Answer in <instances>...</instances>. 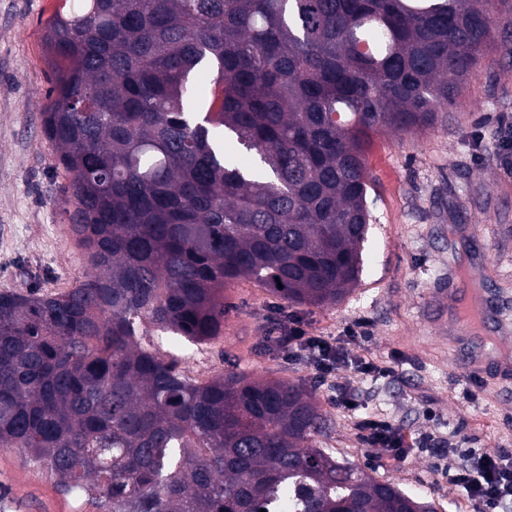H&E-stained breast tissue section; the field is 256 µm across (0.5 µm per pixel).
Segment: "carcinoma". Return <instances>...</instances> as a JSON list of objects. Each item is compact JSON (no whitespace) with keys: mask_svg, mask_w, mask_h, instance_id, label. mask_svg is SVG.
Returning <instances> with one entry per match:
<instances>
[{"mask_svg":"<svg viewBox=\"0 0 512 512\" xmlns=\"http://www.w3.org/2000/svg\"><path fill=\"white\" fill-rule=\"evenodd\" d=\"M489 2L74 0L50 17L42 127L91 273L0 292V447L109 512H437L319 447L306 385L198 381L147 328L218 336L239 280L342 301L363 270L370 133L434 125L496 29L512 55Z\"/></svg>","mask_w":512,"mask_h":512,"instance_id":"1","label":"carcinoma"}]
</instances>
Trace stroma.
Here are the masks:
<instances>
[{"label":"stroma","mask_w":512,"mask_h":512,"mask_svg":"<svg viewBox=\"0 0 512 512\" xmlns=\"http://www.w3.org/2000/svg\"><path fill=\"white\" fill-rule=\"evenodd\" d=\"M64 0H0V291L58 293L85 280L87 261L69 230L72 209L41 114L53 72L42 29ZM512 118V57L484 51L446 123L373 134L367 152L370 230L360 284L342 302L292 305L242 280L224 293V330L203 349L159 344L184 373L207 380L230 372L312 388L330 420L320 445L377 480L434 503L437 512H475L464 492L437 471V448L486 454L512 449V377L499 366L462 378L454 351L458 300L476 289L512 327V156L497 147L499 121ZM284 316L319 336L343 337L364 323L355 351L380 369L339 380L356 407L338 408L330 382L284 360L267 338ZM390 420L409 444L400 460L366 448L355 424ZM0 512H103L97 496L61 491L55 476L0 448Z\"/></svg>","instance_id":"35a3bbf8"}]
</instances>
